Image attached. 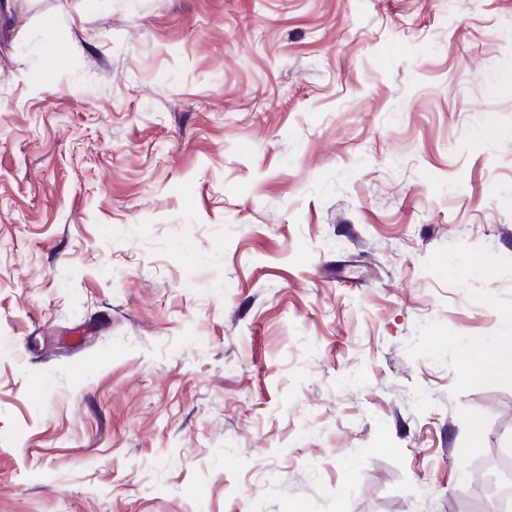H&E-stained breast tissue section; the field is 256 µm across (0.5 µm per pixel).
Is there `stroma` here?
Masks as SVG:
<instances>
[{"label": "stroma", "instance_id": "stroma-1", "mask_svg": "<svg viewBox=\"0 0 512 512\" xmlns=\"http://www.w3.org/2000/svg\"><path fill=\"white\" fill-rule=\"evenodd\" d=\"M508 313L512 0L0 15V512H491ZM464 371L470 376L482 374L493 367L500 375L512 379V316L504 319L497 336L482 349L466 354L462 359Z\"/></svg>", "mask_w": 512, "mask_h": 512}]
</instances>
